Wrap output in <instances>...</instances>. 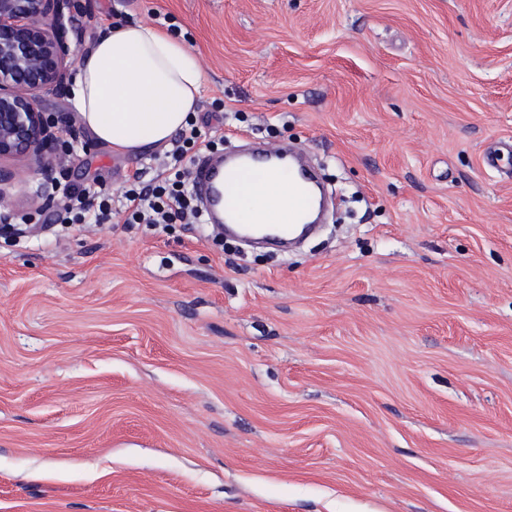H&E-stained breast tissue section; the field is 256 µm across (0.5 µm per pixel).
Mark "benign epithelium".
Instances as JSON below:
<instances>
[{"label": "benign epithelium", "mask_w": 512, "mask_h": 512, "mask_svg": "<svg viewBox=\"0 0 512 512\" xmlns=\"http://www.w3.org/2000/svg\"><path fill=\"white\" fill-rule=\"evenodd\" d=\"M82 0H0V203L20 178L43 176L35 197L57 191L48 172L65 123L47 113L46 94L68 87L79 41L73 14Z\"/></svg>", "instance_id": "obj_1"}]
</instances>
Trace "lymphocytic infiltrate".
I'll return each mask as SVG.
<instances>
[{
	"label": "lymphocytic infiltrate",
	"instance_id": "f902f5d3",
	"mask_svg": "<svg viewBox=\"0 0 512 512\" xmlns=\"http://www.w3.org/2000/svg\"><path fill=\"white\" fill-rule=\"evenodd\" d=\"M215 140L203 139L196 125L180 130L169 159L151 183H143L140 173L128 175L122 188L123 204L112 207V193L106 183L92 179L85 185L65 188L54 212L57 224H100L116 220L120 224H198L202 213L191 190L192 169L182 167L186 154L213 151Z\"/></svg>",
	"mask_w": 512,
	"mask_h": 512
}]
</instances>
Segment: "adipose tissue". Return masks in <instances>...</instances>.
<instances>
[{"instance_id": "adipose-tissue-1", "label": "adipose tissue", "mask_w": 512, "mask_h": 512, "mask_svg": "<svg viewBox=\"0 0 512 512\" xmlns=\"http://www.w3.org/2000/svg\"><path fill=\"white\" fill-rule=\"evenodd\" d=\"M205 82L183 39L130 22L111 28L82 54L72 103L97 142L138 155L169 147L195 118Z\"/></svg>"}]
</instances>
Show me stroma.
I'll use <instances>...</instances> for the list:
<instances>
[{
    "label": "stroma",
    "mask_w": 512,
    "mask_h": 512,
    "mask_svg": "<svg viewBox=\"0 0 512 512\" xmlns=\"http://www.w3.org/2000/svg\"><path fill=\"white\" fill-rule=\"evenodd\" d=\"M182 29L196 123L346 195L300 247L0 230V512H512V0H89ZM90 147L61 183L156 174Z\"/></svg>",
    "instance_id": "obj_1"
}]
</instances>
